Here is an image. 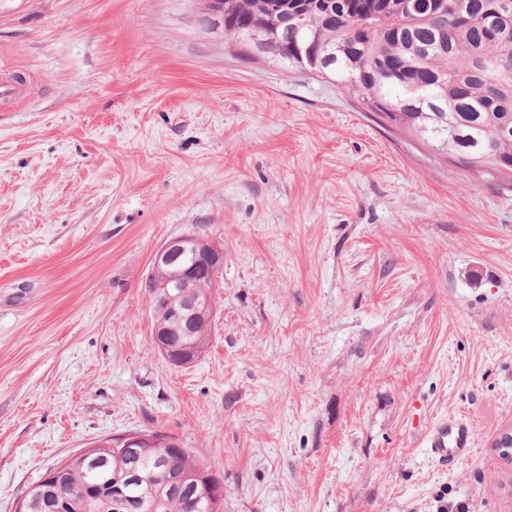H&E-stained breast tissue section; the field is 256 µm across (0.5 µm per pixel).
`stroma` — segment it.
Listing matches in <instances>:
<instances>
[{
    "instance_id": "35a3bbf8",
    "label": "stroma",
    "mask_w": 512,
    "mask_h": 512,
    "mask_svg": "<svg viewBox=\"0 0 512 512\" xmlns=\"http://www.w3.org/2000/svg\"><path fill=\"white\" fill-rule=\"evenodd\" d=\"M0 512L93 442L174 437L224 512H512V179L334 80L244 56L207 0H0ZM224 252L169 364L155 251ZM475 425L445 469L422 439ZM183 288L172 294V297L161 304H154V312L156 316L155 331L159 328H168L165 332L157 331L154 343L158 349L156 339L160 343L162 354L167 357L168 346L170 349V357L174 363H170L176 367L188 366L199 358L202 351L209 343V335L211 330V322L204 323L200 321L195 328L192 329L191 335L188 336H169L176 323V317H179V327L184 323V332L189 333L190 328L194 326L198 319H209L213 317V305L211 297L205 294L211 292L213 281L199 276H187L184 281ZM203 297L202 299L196 297ZM196 298V299H195ZM195 299V300H193ZM166 342V343H165ZM169 343V344H168ZM168 344V346H166Z\"/></svg>"
}]
</instances>
